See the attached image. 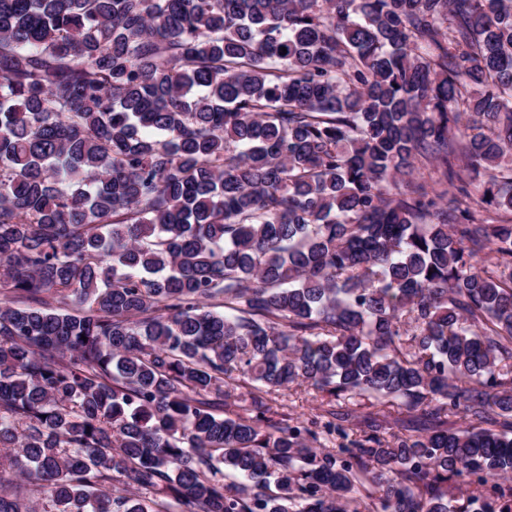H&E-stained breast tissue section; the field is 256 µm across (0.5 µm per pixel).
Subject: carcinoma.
I'll return each mask as SVG.
<instances>
[{"instance_id": "1", "label": "carcinoma", "mask_w": 512, "mask_h": 512, "mask_svg": "<svg viewBox=\"0 0 512 512\" xmlns=\"http://www.w3.org/2000/svg\"><path fill=\"white\" fill-rule=\"evenodd\" d=\"M499 211L512 0H0V512H512ZM276 397V404L286 405L288 407V413L292 417L311 418L315 415L322 413V409L326 408V405H322L323 398L321 393H318L310 388L300 387L297 388L295 385L290 387L289 391H285Z\"/></svg>"}]
</instances>
